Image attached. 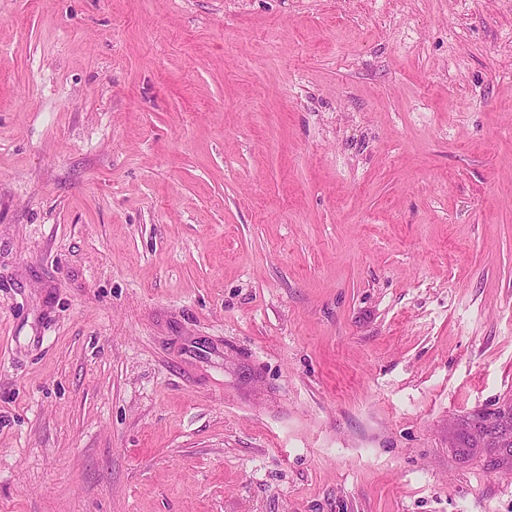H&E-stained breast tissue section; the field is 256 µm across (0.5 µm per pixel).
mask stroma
I'll list each match as a JSON object with an SVG mask.
<instances>
[{
    "instance_id": "35a3bbf8",
    "label": "stroma",
    "mask_w": 512,
    "mask_h": 512,
    "mask_svg": "<svg viewBox=\"0 0 512 512\" xmlns=\"http://www.w3.org/2000/svg\"><path fill=\"white\" fill-rule=\"evenodd\" d=\"M512 0H0V512H512Z\"/></svg>"
}]
</instances>
